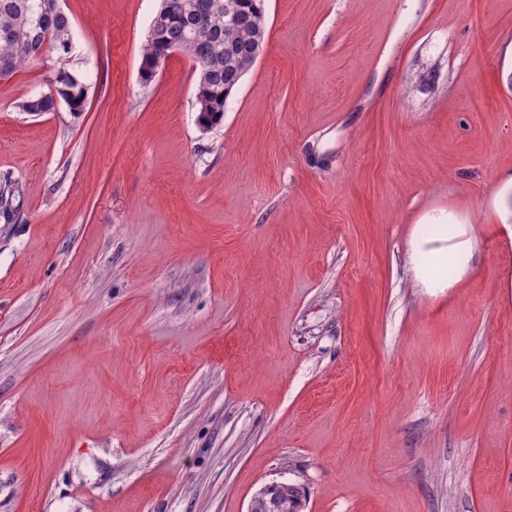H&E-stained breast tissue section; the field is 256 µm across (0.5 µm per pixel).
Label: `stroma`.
Here are the masks:
<instances>
[{
    "instance_id": "1",
    "label": "stroma",
    "mask_w": 512,
    "mask_h": 512,
    "mask_svg": "<svg viewBox=\"0 0 512 512\" xmlns=\"http://www.w3.org/2000/svg\"><path fill=\"white\" fill-rule=\"evenodd\" d=\"M61 6L0 82V512H512V0H265L209 130L158 0ZM52 83L54 84L49 89V92L29 96L19 102V109L22 112L35 116L46 112H54L57 109L55 92L56 95L64 96L67 99L68 110L74 116H79L84 112L87 87L77 74L59 71Z\"/></svg>"
}]
</instances>
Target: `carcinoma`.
<instances>
[{
    "mask_svg": "<svg viewBox=\"0 0 512 512\" xmlns=\"http://www.w3.org/2000/svg\"><path fill=\"white\" fill-rule=\"evenodd\" d=\"M195 0H167L160 5L152 23L155 33L147 35L141 63L142 82L152 83L150 69L165 55L168 46H179L193 62L197 88L194 108L204 113L201 124L210 129L224 120L227 97L239 87L243 73L252 67L258 50L265 47V0H242L243 23L225 24L228 0H208L207 26L192 35ZM52 0H0V76L12 77L35 60L29 49L32 40H47L59 53L71 48L72 25L69 15H52ZM67 99L68 110L78 116L85 109L87 87L75 73L60 71L47 93L29 96L19 102L21 111L41 115L57 109L56 96ZM14 190H0V218H14Z\"/></svg>",
    "mask_w": 512,
    "mask_h": 512,
    "instance_id": "1",
    "label": "carcinoma"
}]
</instances>
